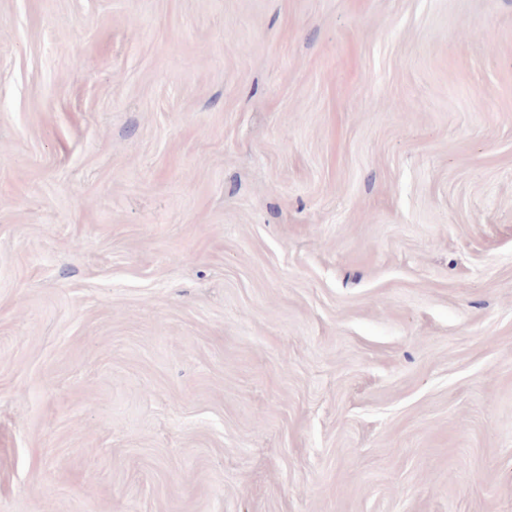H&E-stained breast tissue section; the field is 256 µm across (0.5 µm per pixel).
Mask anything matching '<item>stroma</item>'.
Listing matches in <instances>:
<instances>
[{"label": "stroma", "instance_id": "stroma-1", "mask_svg": "<svg viewBox=\"0 0 512 512\" xmlns=\"http://www.w3.org/2000/svg\"><path fill=\"white\" fill-rule=\"evenodd\" d=\"M0 512H512V0H0Z\"/></svg>", "mask_w": 512, "mask_h": 512}]
</instances>
